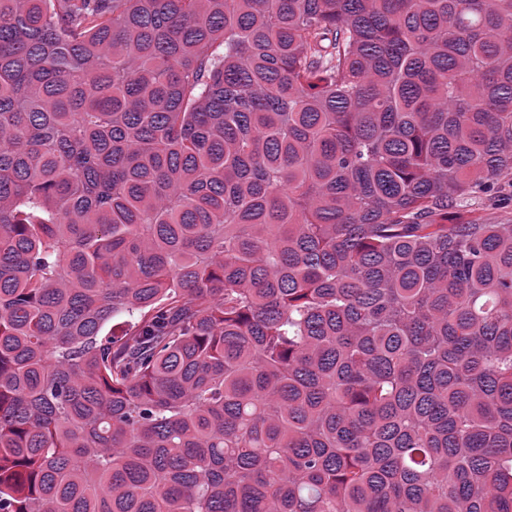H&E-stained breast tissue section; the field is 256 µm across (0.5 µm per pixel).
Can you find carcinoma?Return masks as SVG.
I'll return each mask as SVG.
<instances>
[{"instance_id": "1", "label": "carcinoma", "mask_w": 512, "mask_h": 512, "mask_svg": "<svg viewBox=\"0 0 512 512\" xmlns=\"http://www.w3.org/2000/svg\"><path fill=\"white\" fill-rule=\"evenodd\" d=\"M508 186L512 0H0V512H512ZM489 202L482 200H468L462 202L456 210V218L448 223L467 220L473 216H482L485 224H508L512 223V199L505 197L496 206H489Z\"/></svg>"}]
</instances>
